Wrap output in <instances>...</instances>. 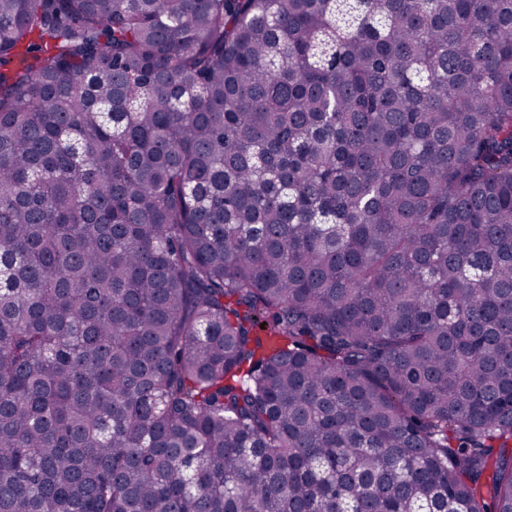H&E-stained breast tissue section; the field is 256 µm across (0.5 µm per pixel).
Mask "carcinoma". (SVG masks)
<instances>
[{
  "label": "carcinoma",
  "mask_w": 512,
  "mask_h": 512,
  "mask_svg": "<svg viewBox=\"0 0 512 512\" xmlns=\"http://www.w3.org/2000/svg\"><path fill=\"white\" fill-rule=\"evenodd\" d=\"M0 512H512V0H0Z\"/></svg>",
  "instance_id": "carcinoma-1"
}]
</instances>
